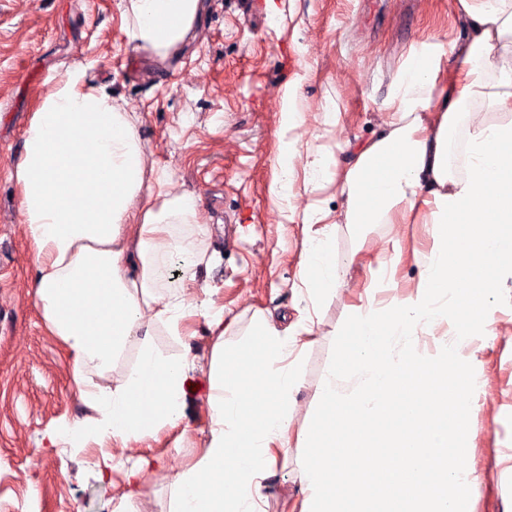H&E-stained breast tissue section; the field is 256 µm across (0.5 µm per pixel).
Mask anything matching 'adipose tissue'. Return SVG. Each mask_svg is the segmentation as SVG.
Here are the masks:
<instances>
[{"mask_svg": "<svg viewBox=\"0 0 512 512\" xmlns=\"http://www.w3.org/2000/svg\"><path fill=\"white\" fill-rule=\"evenodd\" d=\"M206 0H120L128 42L167 62L190 38ZM466 35L451 50L424 42L391 72L384 130L346 144L345 165L293 132L305 122L297 83L281 93L288 136L270 186L287 222L314 227L298 279L319 307L343 272L330 248L336 221L366 226L432 225L435 248L417 291L384 307H353L343 356L331 358L319 393V425L307 433L316 459L300 471L301 512H457L450 489L467 474L447 464L448 440L465 423L473 377L408 359H394L391 340L455 326L449 355L494 320L484 303L500 270H512V0H457ZM456 59L442 67L445 53ZM503 120L488 123L486 113ZM140 119L88 82L80 66L61 75L23 134L13 177L23 232L34 250V299L48 328L66 344L74 388L99 413L93 425H67L51 445L74 448L113 439L137 442L175 426L190 370L187 355H170L150 338L153 327L182 336L186 292L217 339L208 396L207 446L194 466L175 472V512H264L274 474L273 449L287 447L293 394L299 386L292 354L311 335L313 318L286 328L256 313L245 333L251 345L226 353L228 329L213 311L210 284L195 269L208 262L209 227L196 197L171 188L166 172L147 173ZM466 129V170L458 172L451 132ZM304 182H297L296 168ZM335 184L333 215L322 201L299 205L303 192ZM181 259L178 287L167 283ZM438 288L458 291L455 311L433 306ZM135 365L112 386L90 385L86 373L111 371L126 346ZM365 374L359 397L344 400L337 379ZM402 467H395V457ZM428 468H421V461Z\"/></svg>", "mask_w": 512, "mask_h": 512, "instance_id": "adipose-tissue-1", "label": "adipose tissue"}]
</instances>
